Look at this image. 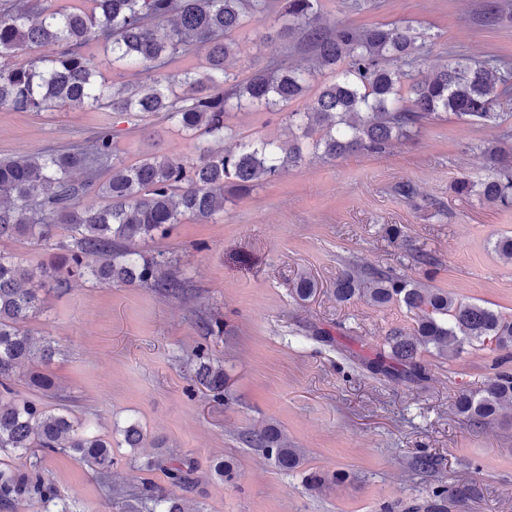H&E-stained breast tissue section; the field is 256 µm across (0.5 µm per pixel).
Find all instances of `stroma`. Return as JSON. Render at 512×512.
<instances>
[{
	"label": "stroma",
	"mask_w": 512,
	"mask_h": 512,
	"mask_svg": "<svg viewBox=\"0 0 512 512\" xmlns=\"http://www.w3.org/2000/svg\"><path fill=\"white\" fill-rule=\"evenodd\" d=\"M486 0H321L324 23L359 28L413 22L433 37L413 66L421 77L449 55L474 60L495 54L512 62V19L483 17ZM273 20L249 18L230 66L248 76L270 58L301 60L296 38L270 37ZM230 124L246 135L282 141L291 132L283 114L232 112ZM103 128L117 133L127 159L148 149L126 116L106 110L55 106L36 114L0 108V157L57 150L91 140ZM512 130L454 119L425 124L412 140L380 155L356 154L329 163L310 158L249 196L227 203L221 218L188 220L169 236L135 242L142 255L171 252L190 295L173 298L151 288L83 283L43 293V310L30 329L46 333L56 352L43 372L52 394L30 386L29 366L12 383L22 396L48 407L69 405L72 418L112 443L115 465L107 495L95 475L73 457L48 454L44 467L69 512H124L122 497L151 482L182 500L185 512H512V408L489 426L464 424L455 394L482 387L498 357L490 346H467L458 357L425 355L427 378L418 384L372 375L342 353L372 357L386 347L392 327L413 316L399 304L382 308L336 301L333 287L349 268L420 271L385 237L402 225L412 245L437 255L432 284L457 299L512 319V261L493 249L512 234V209L458 195L460 178L485 176L478 144ZM413 189L400 192V185ZM68 233L46 243L0 239V253L24 264L55 260ZM318 284L302 301L293 288L301 275ZM226 322L228 333L203 335L198 321ZM209 347L230 378L233 399L213 402L194 377L197 344ZM139 423L141 448H127L121 430ZM277 424L306 452L294 472L276 468L242 441L244 433ZM433 456L435 470L415 466ZM186 457L194 481L170 484L146 460ZM232 462L230 477L214 472ZM343 474L316 489L311 474ZM440 485L458 489L437 498Z\"/></svg>",
	"instance_id": "1"
}]
</instances>
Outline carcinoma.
<instances>
[{"label":"carcinoma","mask_w":512,"mask_h":512,"mask_svg":"<svg viewBox=\"0 0 512 512\" xmlns=\"http://www.w3.org/2000/svg\"><path fill=\"white\" fill-rule=\"evenodd\" d=\"M89 11L51 8L41 0H8L0 6V107L40 113L54 105L105 109L127 116L135 129L150 115H162L193 142L189 156L145 154L129 163L103 128L91 143L62 150L0 158V238L48 242L63 225L69 240L63 254L34 267L0 254V502L36 493L56 512H68L43 475L44 453H66L109 484L112 443L71 420L66 408L48 409L20 396L12 387L15 369L28 362L49 364L52 338L26 328L41 311L39 292L67 289L78 282L137 284L166 296H180L189 282L172 271L165 253L143 257L126 248L136 240L163 238L173 224L224 216L226 203L250 195L290 167L314 155L335 162L352 154H380L398 139L409 140L429 120L452 116L475 124H497L499 101L512 99V63L497 55L480 62L459 58L416 79L408 71L430 49L431 35L410 24L358 28L321 23L320 0H91ZM272 15L297 36L310 54L309 64L272 58L241 80L226 62L239 50L238 34L247 18ZM54 44L52 58L26 64L18 56ZM102 48L112 68L149 74L145 82L108 81L89 54ZM203 55L202 70L177 77L175 60ZM334 74L320 83L301 109L288 104L305 96L318 74ZM285 112L298 135L288 142L244 136L226 121L243 108ZM232 141L234 145L225 147ZM487 171L483 180L456 182L457 193L512 208V134L479 148ZM103 200L82 206L87 196ZM413 265L424 275L438 266L428 251L411 250ZM35 281L36 288L23 284ZM306 301L317 292L302 276L294 288ZM339 302L364 300L373 306L399 303L413 314L408 334L396 326L388 350L365 358L349 356L370 372L408 383L427 375L421 356L453 357L474 341L494 345L512 358V320L477 303L392 270H346L336 280ZM200 383L215 402L227 399L224 370L209 349L194 352ZM512 406V372L487 377L478 390H462L454 400L459 418L469 425H490L504 406ZM126 447H142L136 424L122 430ZM282 471L302 466L304 454L275 424L245 435ZM27 458L18 473L3 458ZM179 486L191 483L194 468L184 460L165 467ZM127 512H183L179 500L152 484L126 504Z\"/></svg>","instance_id":"obj_1"}]
</instances>
